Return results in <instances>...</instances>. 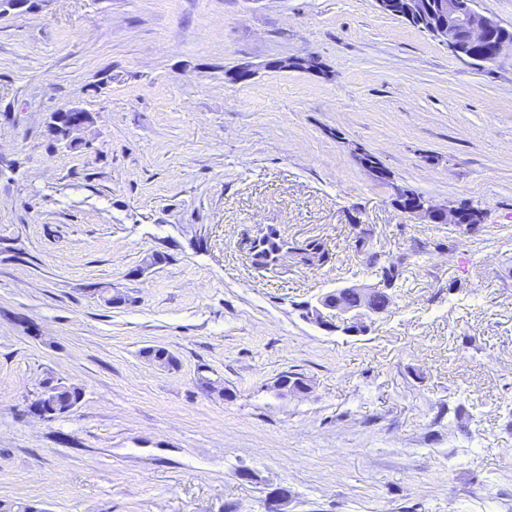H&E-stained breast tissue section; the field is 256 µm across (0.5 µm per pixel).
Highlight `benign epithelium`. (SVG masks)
<instances>
[{
	"label": "benign epithelium",
	"instance_id": "7a95c632",
	"mask_svg": "<svg viewBox=\"0 0 512 512\" xmlns=\"http://www.w3.org/2000/svg\"><path fill=\"white\" fill-rule=\"evenodd\" d=\"M399 15L429 33L448 50L462 60L491 64L500 56L506 43L493 38V30L499 23L476 9V0H400ZM58 121L66 122L67 136L85 128L91 123L88 112H73L70 116L60 112L55 115ZM398 208L407 213L426 219L442 218L448 224H460L461 211L453 202L430 203L417 207L416 197L393 186ZM355 301L330 300L322 294L309 304V318L319 327L339 332L347 336L369 334L373 325L383 315L389 313L392 300L384 305H376L373 296L385 291L377 282L372 286H355ZM57 384L49 382L42 387L36 399L27 406L33 416L50 421L58 414H65L77 407L59 395Z\"/></svg>",
	"mask_w": 512,
	"mask_h": 512
}]
</instances>
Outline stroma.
I'll return each mask as SVG.
<instances>
[{"mask_svg": "<svg viewBox=\"0 0 512 512\" xmlns=\"http://www.w3.org/2000/svg\"><path fill=\"white\" fill-rule=\"evenodd\" d=\"M295 57L323 69L267 67ZM73 106L78 146L47 132ZM394 183L485 219L408 216ZM269 224L332 262L255 268ZM355 224L406 272L341 336L298 307L376 283ZM287 371L310 392L279 396ZM57 380L77 409L27 416ZM280 486L288 512H512V50L460 60L374 0L0 15V502L264 512Z\"/></svg>", "mask_w": 512, "mask_h": 512, "instance_id": "stroma-1", "label": "stroma"}]
</instances>
